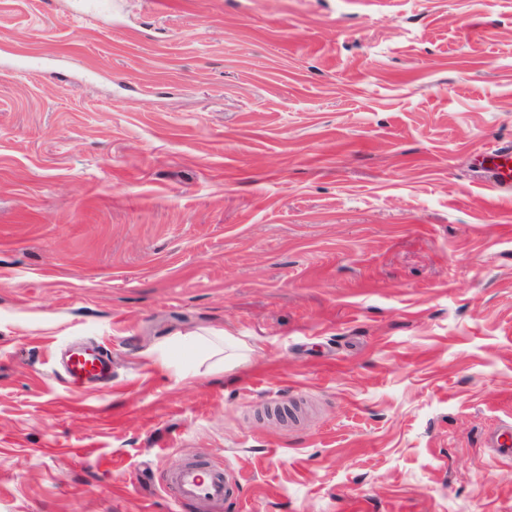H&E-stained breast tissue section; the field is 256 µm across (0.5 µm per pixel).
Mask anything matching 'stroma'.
<instances>
[{"label":"stroma","instance_id":"1","mask_svg":"<svg viewBox=\"0 0 512 512\" xmlns=\"http://www.w3.org/2000/svg\"><path fill=\"white\" fill-rule=\"evenodd\" d=\"M80 2L0 0V512H512V0ZM488 184L500 191L512 190V147L504 146L478 160ZM61 367L72 384L108 385L112 381V360L98 346L78 345L62 358ZM171 481L177 487L178 502L205 499L223 503L230 484L235 483L236 479L231 471L224 470L220 465L205 467L186 462L172 473Z\"/></svg>","mask_w":512,"mask_h":512}]
</instances>
